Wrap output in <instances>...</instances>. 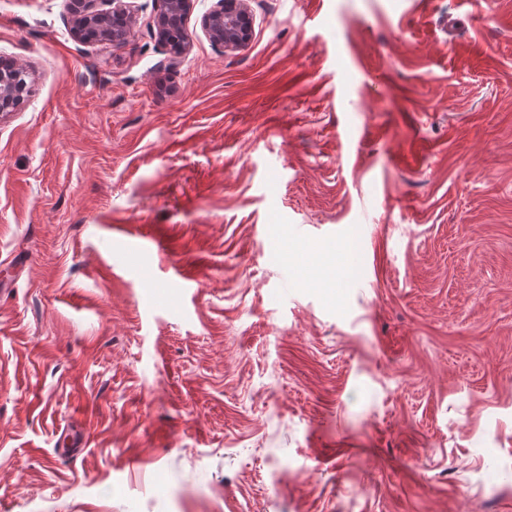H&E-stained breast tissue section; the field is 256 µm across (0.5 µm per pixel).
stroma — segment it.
<instances>
[{
	"label": "stroma",
	"instance_id": "obj_1",
	"mask_svg": "<svg viewBox=\"0 0 512 512\" xmlns=\"http://www.w3.org/2000/svg\"><path fill=\"white\" fill-rule=\"evenodd\" d=\"M131 3L0 0V512H512V0ZM71 33L82 44L112 42L124 44L131 33L136 16L125 0H72L70 1ZM97 32L87 37V30ZM153 32L162 43H168L176 29H184L193 7L192 0H155ZM249 0H216L201 17V27L216 47L232 51L248 44L253 31ZM32 72L17 61L2 63L0 69V120L14 112L30 92Z\"/></svg>",
	"mask_w": 512,
	"mask_h": 512
}]
</instances>
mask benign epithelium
<instances>
[{
	"instance_id": "7a95c632",
	"label": "benign epithelium",
	"mask_w": 512,
	"mask_h": 512,
	"mask_svg": "<svg viewBox=\"0 0 512 512\" xmlns=\"http://www.w3.org/2000/svg\"><path fill=\"white\" fill-rule=\"evenodd\" d=\"M193 0H156L153 32L166 43L185 24ZM71 33L82 44L127 42L135 13L127 0H70ZM201 27L216 47L226 51L248 44L253 31L249 0H215L201 17ZM32 72L17 61L0 65V120L7 117L30 92Z\"/></svg>"
}]
</instances>
